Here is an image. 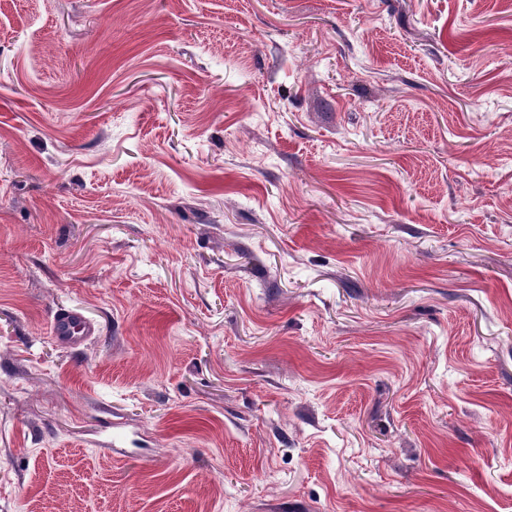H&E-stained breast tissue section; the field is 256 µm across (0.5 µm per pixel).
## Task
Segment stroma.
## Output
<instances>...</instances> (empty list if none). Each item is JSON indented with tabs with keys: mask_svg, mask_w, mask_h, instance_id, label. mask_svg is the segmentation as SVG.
Returning a JSON list of instances; mask_svg holds the SVG:
<instances>
[{
	"mask_svg": "<svg viewBox=\"0 0 512 512\" xmlns=\"http://www.w3.org/2000/svg\"><path fill=\"white\" fill-rule=\"evenodd\" d=\"M0 512H512V0H0ZM53 334L57 342L64 346H76L87 337L94 335V325L79 313L61 310L52 321Z\"/></svg>",
	"mask_w": 512,
	"mask_h": 512,
	"instance_id": "obj_1",
	"label": "stroma"
}]
</instances>
